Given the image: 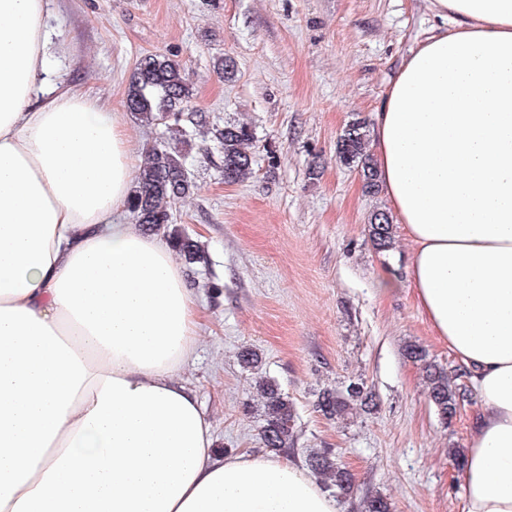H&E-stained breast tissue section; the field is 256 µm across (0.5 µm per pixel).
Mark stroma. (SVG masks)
Wrapping results in <instances>:
<instances>
[{"label": "stroma", "instance_id": "stroma-1", "mask_svg": "<svg viewBox=\"0 0 512 512\" xmlns=\"http://www.w3.org/2000/svg\"><path fill=\"white\" fill-rule=\"evenodd\" d=\"M47 23L59 69L113 108L143 55L172 54L190 111L206 117L209 136L188 149L197 190L175 215L205 249V263L185 268L201 316L180 376L211 419L215 454L263 451L255 383L267 377L296 411L281 457L303 466L328 448L354 474L339 512H362L376 494L393 512H460L448 451L465 447L474 401L439 418L406 349L451 373L457 364L415 306L402 231L390 251L371 244L385 198L336 156L344 128L371 121L410 50L441 28L429 0H51ZM223 57L234 78L219 73ZM242 122L254 173L228 184L212 132ZM386 277L398 284L388 295ZM352 381L372 405L324 415L319 392Z\"/></svg>", "mask_w": 512, "mask_h": 512}]
</instances>
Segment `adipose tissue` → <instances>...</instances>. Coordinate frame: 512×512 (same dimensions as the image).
<instances>
[{"label":"adipose tissue","mask_w":512,"mask_h":512,"mask_svg":"<svg viewBox=\"0 0 512 512\" xmlns=\"http://www.w3.org/2000/svg\"><path fill=\"white\" fill-rule=\"evenodd\" d=\"M372 149L409 284L476 411L461 512H512V0H429ZM47 0H0V512H338L302 467L215 457L179 378L197 306L125 212L122 113L61 75Z\"/></svg>","instance_id":"1"}]
</instances>
